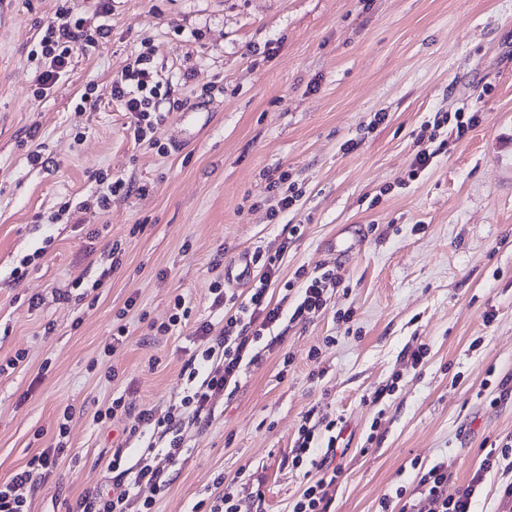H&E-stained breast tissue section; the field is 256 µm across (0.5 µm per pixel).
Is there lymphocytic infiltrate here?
<instances>
[{
  "label": "lymphocytic infiltrate",
  "instance_id": "obj_1",
  "mask_svg": "<svg viewBox=\"0 0 512 512\" xmlns=\"http://www.w3.org/2000/svg\"><path fill=\"white\" fill-rule=\"evenodd\" d=\"M107 24L93 25L77 14L70 0H59L56 10L42 27L41 36L29 60L36 65L35 81L45 90L56 84L67 71L77 50L95 46L107 36ZM151 55L140 52L120 74L112 79L109 94L128 112L129 136L134 144L158 145L159 106L163 99L162 83L150 64ZM283 251L269 256H257L260 269L257 281L247 299L227 294L221 281L210 288L213 307L222 309L221 328L204 322L194 334L201 339L203 349L193 352L184 362L181 373L189 387L180 404L164 411L134 410L124 397L114 398L105 410L106 416L124 413L129 424L124 430L126 443H137L139 458L133 465L123 463L122 450H115L108 464L113 474L109 488L96 491L77 500L75 512H153V500L135 499L133 490L149 485L155 492L167 486L165 471L175 464L186 431L208 421L214 402L227 393H235L240 385L243 365L254 343L265 342L273 348L282 343L277 327L282 319L303 321L309 315L326 310L331 292L339 278L333 270L306 273L297 270L296 278L303 286L294 300H271L268 288L277 279ZM336 423L318 419L301 425L292 448V465L296 468L318 470V478L309 484L292 512H326L331 501L330 490L339 473L335 465ZM326 441H319V434ZM67 444L55 438L48 448L34 454L24 467L0 482V512H32L29 489L37 479L45 477L63 457ZM512 458V446L503 445L499 455H486L480 470L470 482L456 490L448 488V473L444 464L430 467L419 479L418 501L409 512H474V499L483 474L501 459Z\"/></svg>",
  "mask_w": 512,
  "mask_h": 512
}]
</instances>
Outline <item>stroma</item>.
I'll return each mask as SVG.
<instances>
[{
  "label": "stroma",
  "mask_w": 512,
  "mask_h": 512,
  "mask_svg": "<svg viewBox=\"0 0 512 512\" xmlns=\"http://www.w3.org/2000/svg\"><path fill=\"white\" fill-rule=\"evenodd\" d=\"M56 5L0 0V360L25 355L0 375V481L67 410L69 450L32 510L69 512L104 485L129 419L95 412L120 395L180 403L194 325L220 320L211 283L241 250L284 243L270 295L297 269H332L328 308L255 344L239 389L185 434L166 491L138 498L190 512L220 478L246 512H292L310 411L339 434L328 512H380L436 462L466 484L512 439V0H111L108 37L39 96L27 56ZM145 49L172 88L157 148L133 144L109 95ZM91 84L97 101L80 104ZM459 110L480 123L444 126L442 148L423 140ZM425 148L431 164L412 172ZM98 171L140 190L91 210ZM284 171L299 197L271 221L268 178ZM178 295L189 326L157 333ZM119 324L126 344L105 354Z\"/></svg>",
  "instance_id": "1"
}]
</instances>
